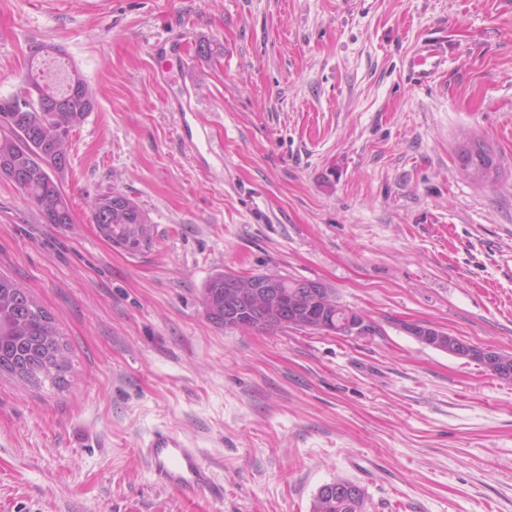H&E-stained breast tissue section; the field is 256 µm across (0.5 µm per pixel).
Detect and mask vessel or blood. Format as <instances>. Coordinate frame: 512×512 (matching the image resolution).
<instances>
[{"instance_id":"1","label":"vessel or blood","mask_w":512,"mask_h":512,"mask_svg":"<svg viewBox=\"0 0 512 512\" xmlns=\"http://www.w3.org/2000/svg\"><path fill=\"white\" fill-rule=\"evenodd\" d=\"M441 60V49L426 43L413 49L407 64L416 81L422 83L439 68ZM139 452L159 486L195 495L218 493L213 473L198 449L189 447L173 431L166 428L154 431L141 444Z\"/></svg>"}]
</instances>
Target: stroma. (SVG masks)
Segmentation results:
<instances>
[{
  "mask_svg": "<svg viewBox=\"0 0 512 512\" xmlns=\"http://www.w3.org/2000/svg\"><path fill=\"white\" fill-rule=\"evenodd\" d=\"M34 41L97 101L70 230L0 177V272L70 357L58 387L0 378V512H312L340 478L366 512H512V382L402 329L512 355V0H0V96ZM422 41L445 56L417 85ZM470 140L497 179L462 172ZM114 189L138 251L92 222ZM221 271L326 282L369 330L218 326ZM159 428L220 495L156 485ZM118 199L120 204H113ZM92 220L113 244L136 251L150 239L148 217L142 207L125 194L112 190L94 203ZM143 224H147L144 228Z\"/></svg>",
  "mask_w": 512,
  "mask_h": 512,
  "instance_id": "1",
  "label": "stroma"
}]
</instances>
